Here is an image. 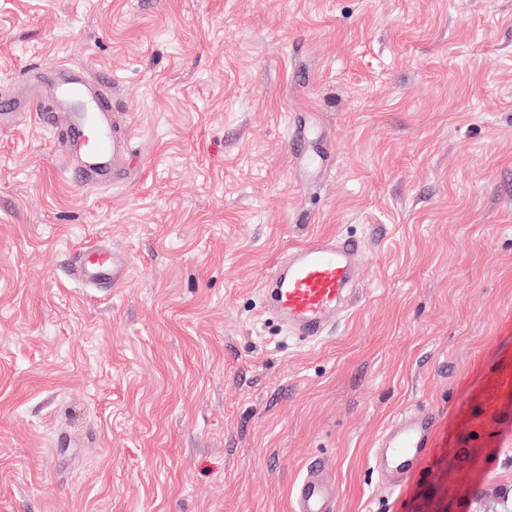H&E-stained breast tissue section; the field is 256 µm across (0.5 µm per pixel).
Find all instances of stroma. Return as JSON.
<instances>
[{"label": "stroma", "mask_w": 512, "mask_h": 512, "mask_svg": "<svg viewBox=\"0 0 512 512\" xmlns=\"http://www.w3.org/2000/svg\"><path fill=\"white\" fill-rule=\"evenodd\" d=\"M50 60L135 169L88 192L0 129V512H290L315 460L337 512H512V0H0V89ZM336 233L355 306L297 341L261 284ZM97 241L125 287L72 282ZM435 419L427 412L402 414L385 430L377 442L375 463L377 470L385 478L398 475V480L390 482L396 488L423 459V448L432 438Z\"/></svg>", "instance_id": "1"}]
</instances>
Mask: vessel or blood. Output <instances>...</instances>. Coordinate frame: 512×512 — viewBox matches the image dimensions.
Instances as JSON below:
<instances>
[{
  "label": "vessel or blood",
  "instance_id": "obj_1",
  "mask_svg": "<svg viewBox=\"0 0 512 512\" xmlns=\"http://www.w3.org/2000/svg\"><path fill=\"white\" fill-rule=\"evenodd\" d=\"M21 112L35 113L54 134V143L73 182L98 189L124 179L131 134L117 119L112 89L86 69L62 66L47 93L9 97L0 106V128ZM364 254L361 242L342 234L320 235L288 253L265 278L261 292L268 310L291 335L315 342L324 338L337 315L352 306L355 267ZM131 274L127 255L106 244L78 250L72 280L84 288L122 287ZM435 427L426 412L397 418L377 442L381 475L408 477L418 469ZM292 512H336V486L311 463L296 484Z\"/></svg>",
  "mask_w": 512,
  "mask_h": 512
}]
</instances>
